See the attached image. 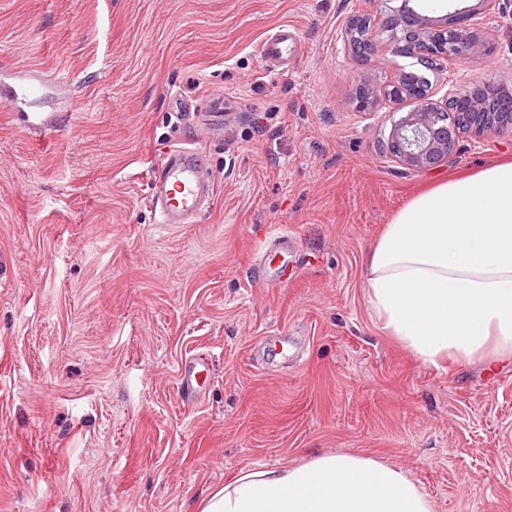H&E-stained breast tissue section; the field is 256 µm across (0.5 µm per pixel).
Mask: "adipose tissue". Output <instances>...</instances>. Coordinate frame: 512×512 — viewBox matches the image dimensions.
Here are the masks:
<instances>
[{"label":"adipose tissue","mask_w":512,"mask_h":512,"mask_svg":"<svg viewBox=\"0 0 512 512\" xmlns=\"http://www.w3.org/2000/svg\"><path fill=\"white\" fill-rule=\"evenodd\" d=\"M371 311L426 366L512 361V159L412 199L366 261ZM397 465L324 453L293 467H245L198 512H433Z\"/></svg>","instance_id":"obj_1"}]
</instances>
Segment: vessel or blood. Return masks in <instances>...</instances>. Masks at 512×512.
<instances>
[{"mask_svg":"<svg viewBox=\"0 0 512 512\" xmlns=\"http://www.w3.org/2000/svg\"><path fill=\"white\" fill-rule=\"evenodd\" d=\"M297 43V32L289 25L281 26L263 42L260 57L266 73H279L291 48ZM154 192L151 204L163 224H190L214 197L212 172L202 152L194 147L168 150L149 168ZM206 354L186 358L181 371L179 393L183 401H192L201 390L199 376L206 369Z\"/></svg>","mask_w":512,"mask_h":512,"instance_id":"1","label":"vessel or blood"}]
</instances>
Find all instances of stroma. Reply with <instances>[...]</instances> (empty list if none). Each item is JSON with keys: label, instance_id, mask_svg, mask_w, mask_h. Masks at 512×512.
I'll use <instances>...</instances> for the list:
<instances>
[{"label": "stroma", "instance_id": "stroma-1", "mask_svg": "<svg viewBox=\"0 0 512 512\" xmlns=\"http://www.w3.org/2000/svg\"><path fill=\"white\" fill-rule=\"evenodd\" d=\"M402 0H0V512H197L244 466L317 453L401 466L435 512H512V362L422 365L382 331L364 259L417 194L512 157V134H461L417 172L382 148L410 106L352 100L416 59L345 31ZM494 51L428 72L434 88L512 87V0ZM295 26L303 53L265 74ZM233 97L224 130L182 122ZM48 112L49 130L27 117ZM193 143L210 210L157 223L147 171ZM292 226L296 281L253 276ZM213 357L201 404L181 366ZM346 36L352 51L355 50L358 53H364L370 48L372 42L374 43L377 31L371 24V21L367 24L362 21H357L354 24L350 23L346 31ZM296 29L290 25L281 26L270 38L263 42L260 57L267 74L282 71L291 48L297 43ZM206 354H196L186 358L181 371L179 393L184 402H191L201 390L199 376L206 370Z\"/></svg>", "mask_w": 512, "mask_h": 512}]
</instances>
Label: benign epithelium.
<instances>
[{
    "instance_id": "obj_1",
    "label": "benign epithelium",
    "mask_w": 512,
    "mask_h": 512,
    "mask_svg": "<svg viewBox=\"0 0 512 512\" xmlns=\"http://www.w3.org/2000/svg\"><path fill=\"white\" fill-rule=\"evenodd\" d=\"M495 0H478V7L464 10L455 25L440 22L409 6V0L385 20L382 31L388 33L392 53L415 57L430 71H442L447 63H462L472 57L488 54L493 46ZM348 43L363 53L375 41L377 31L370 23L358 21L348 26ZM429 79L414 72H400L385 87L378 89L370 82H359L355 101L361 112L370 111L378 98L392 102L408 99L415 103L410 111L394 121L385 150L408 169L426 171L438 167L452 153L461 129L443 120L448 104L457 105V116L469 130L480 135L501 133L512 128V90L495 94L474 95L471 88L453 89L434 99Z\"/></svg>"
}]
</instances>
